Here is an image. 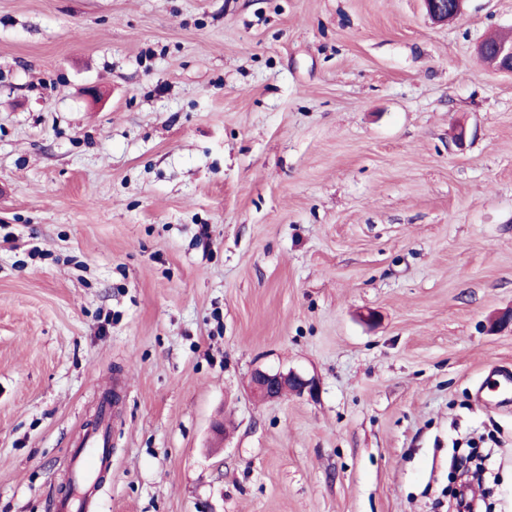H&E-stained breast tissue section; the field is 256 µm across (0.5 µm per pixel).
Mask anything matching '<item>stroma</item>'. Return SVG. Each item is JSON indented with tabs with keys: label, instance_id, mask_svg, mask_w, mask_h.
Instances as JSON below:
<instances>
[{
	"label": "stroma",
	"instance_id": "35a3bbf8",
	"mask_svg": "<svg viewBox=\"0 0 512 512\" xmlns=\"http://www.w3.org/2000/svg\"><path fill=\"white\" fill-rule=\"evenodd\" d=\"M497 32L512 0H0V512H53L118 376L88 512H455L480 435L512 512ZM465 0H424L427 14L435 22H448L462 11ZM503 39H506V37L490 36L487 38L485 42L489 46L495 45L498 41L500 42L492 49L481 45L478 49V61L495 72L512 74V41H501ZM250 389L259 399L275 400L287 393L298 396L305 392L314 394L317 384L313 378H306L293 370L284 373L281 370L256 369L251 376Z\"/></svg>",
	"mask_w": 512,
	"mask_h": 512
}]
</instances>
